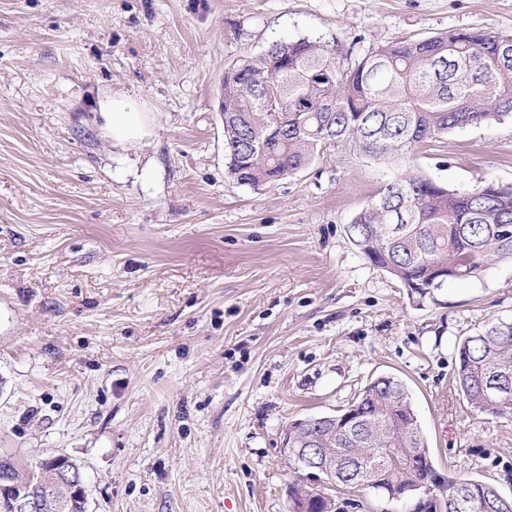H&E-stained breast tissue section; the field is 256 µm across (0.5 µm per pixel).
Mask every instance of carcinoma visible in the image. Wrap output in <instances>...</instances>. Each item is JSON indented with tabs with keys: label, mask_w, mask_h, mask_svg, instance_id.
<instances>
[{
	"label": "carcinoma",
	"mask_w": 512,
	"mask_h": 512,
	"mask_svg": "<svg viewBox=\"0 0 512 512\" xmlns=\"http://www.w3.org/2000/svg\"><path fill=\"white\" fill-rule=\"evenodd\" d=\"M224 155L228 177L259 189L291 177L318 156L352 150L380 161H405L448 133L512 118V34L449 30L379 47L342 61L309 37L281 39L224 70ZM362 256L395 271L411 298H433L435 271L449 280L480 277L512 261V183L468 191L423 174L393 175L347 225ZM456 385L479 414L512 413V321L465 337ZM336 421L292 424L294 448L316 445L342 458L335 483L399 500L435 481L426 441L405 384L372 378ZM493 484L442 479L447 512H491ZM308 512H336L316 492ZM466 501L455 508L459 500Z\"/></svg>",
	"instance_id": "1"
}]
</instances>
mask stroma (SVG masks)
<instances>
[{"label":"stroma","mask_w":512,"mask_h":512,"mask_svg":"<svg viewBox=\"0 0 512 512\" xmlns=\"http://www.w3.org/2000/svg\"><path fill=\"white\" fill-rule=\"evenodd\" d=\"M512 33V0H0V455L80 465L88 512H414L294 470L297 420L371 377L407 387L437 472L512 495V418L472 413L460 341L512 319V262L416 304L346 227L390 174L512 182V121L408 163L328 152L254 189L227 177L225 68L283 38L342 57L449 30ZM149 133L113 143L99 103Z\"/></svg>","instance_id":"obj_1"}]
</instances>
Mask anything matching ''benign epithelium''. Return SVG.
I'll use <instances>...</instances> for the list:
<instances>
[{
    "mask_svg": "<svg viewBox=\"0 0 512 512\" xmlns=\"http://www.w3.org/2000/svg\"><path fill=\"white\" fill-rule=\"evenodd\" d=\"M300 461L313 476L322 474L332 478L336 475V460L316 453L313 448L306 449ZM44 462L38 482L33 486L27 477L0 472V502L10 505L12 512H63L76 500L87 503L79 465L62 455L46 458Z\"/></svg>",
    "mask_w": 512,
    "mask_h": 512,
    "instance_id": "benign-epithelium-1",
    "label": "benign epithelium"
}]
</instances>
